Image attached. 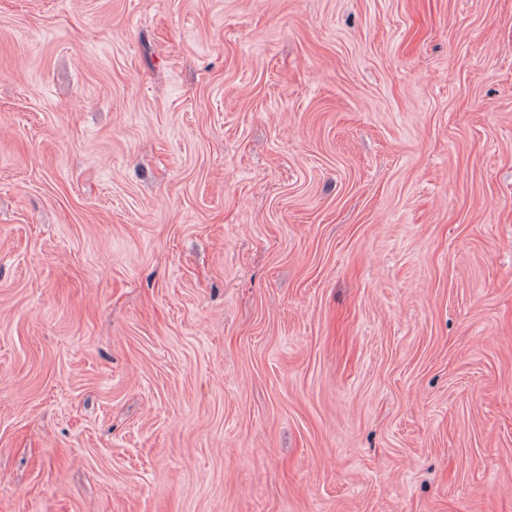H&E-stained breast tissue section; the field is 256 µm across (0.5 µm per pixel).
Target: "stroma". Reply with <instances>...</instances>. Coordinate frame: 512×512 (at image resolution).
Listing matches in <instances>:
<instances>
[{
	"label": "stroma",
	"mask_w": 512,
	"mask_h": 512,
	"mask_svg": "<svg viewBox=\"0 0 512 512\" xmlns=\"http://www.w3.org/2000/svg\"><path fill=\"white\" fill-rule=\"evenodd\" d=\"M0 512H512V0H0Z\"/></svg>",
	"instance_id": "stroma-1"
}]
</instances>
